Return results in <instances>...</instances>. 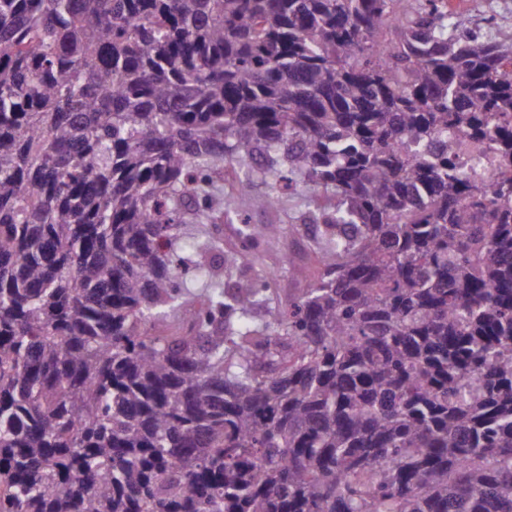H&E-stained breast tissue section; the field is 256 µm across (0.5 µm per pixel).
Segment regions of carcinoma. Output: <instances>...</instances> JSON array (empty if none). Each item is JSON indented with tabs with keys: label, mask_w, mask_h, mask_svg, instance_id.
Instances as JSON below:
<instances>
[{
	"label": "carcinoma",
	"mask_w": 512,
	"mask_h": 512,
	"mask_svg": "<svg viewBox=\"0 0 512 512\" xmlns=\"http://www.w3.org/2000/svg\"><path fill=\"white\" fill-rule=\"evenodd\" d=\"M448 0H0V512H512V46ZM260 179L318 277L211 264ZM484 156L475 157L471 161L470 156L466 157L463 164L465 175L476 178L487 187H494L496 182L504 175L503 168L492 158V154L483 148Z\"/></svg>",
	"instance_id": "carcinoma-1"
}]
</instances>
